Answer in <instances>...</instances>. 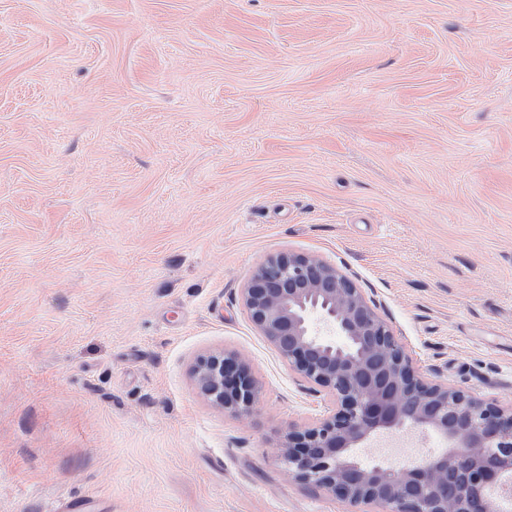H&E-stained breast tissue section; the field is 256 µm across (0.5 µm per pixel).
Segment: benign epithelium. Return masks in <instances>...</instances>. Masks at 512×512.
Instances as JSON below:
<instances>
[{
	"instance_id": "obj_1",
	"label": "benign epithelium",
	"mask_w": 512,
	"mask_h": 512,
	"mask_svg": "<svg viewBox=\"0 0 512 512\" xmlns=\"http://www.w3.org/2000/svg\"><path fill=\"white\" fill-rule=\"evenodd\" d=\"M252 323L336 410L288 431L279 455L296 479L374 512H504L512 492V408L424 379L355 280L316 256H267L242 288ZM199 393L224 410L252 411L259 387L245 359L214 352L194 367ZM433 431L443 450L394 469L353 449L379 429Z\"/></svg>"
}]
</instances>
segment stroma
<instances>
[{"label":"stroma","mask_w":512,"mask_h":512,"mask_svg":"<svg viewBox=\"0 0 512 512\" xmlns=\"http://www.w3.org/2000/svg\"><path fill=\"white\" fill-rule=\"evenodd\" d=\"M282 251L512 407V0H0V512H351L278 454L334 406L243 306ZM199 393L225 411L244 415L252 411L259 387L245 359L238 354L214 352L194 367Z\"/></svg>","instance_id":"stroma-1"}]
</instances>
